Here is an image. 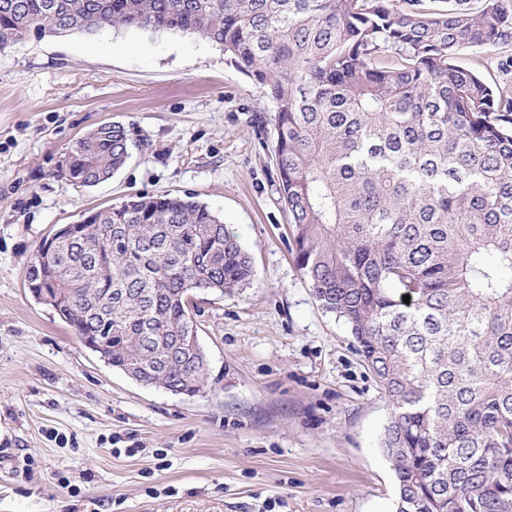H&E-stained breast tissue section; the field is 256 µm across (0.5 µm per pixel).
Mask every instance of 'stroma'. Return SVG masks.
I'll use <instances>...</instances> for the list:
<instances>
[{
	"mask_svg": "<svg viewBox=\"0 0 512 512\" xmlns=\"http://www.w3.org/2000/svg\"><path fill=\"white\" fill-rule=\"evenodd\" d=\"M459 64L512 84V46ZM273 114L219 47L188 34L30 33L0 50V512H396L379 437L391 408L291 253ZM106 122L126 165L59 177ZM195 194L249 253L254 281L198 296L210 369L193 398L144 386L31 295L39 245L138 194Z\"/></svg>",
	"mask_w": 512,
	"mask_h": 512,
	"instance_id": "obj_1",
	"label": "stroma"
}]
</instances>
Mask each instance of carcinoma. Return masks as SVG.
I'll return each instance as SVG.
<instances>
[{
	"label": "carcinoma",
	"instance_id": "obj_1",
	"mask_svg": "<svg viewBox=\"0 0 512 512\" xmlns=\"http://www.w3.org/2000/svg\"><path fill=\"white\" fill-rule=\"evenodd\" d=\"M105 28L197 35L261 88L296 265L392 405L397 512H512V87L456 64L512 45V0H0L1 50ZM129 148L104 124L61 175L106 180ZM253 278L194 194L96 210L27 271L112 367L188 397L209 375L190 298Z\"/></svg>",
	"mask_w": 512,
	"mask_h": 512
}]
</instances>
